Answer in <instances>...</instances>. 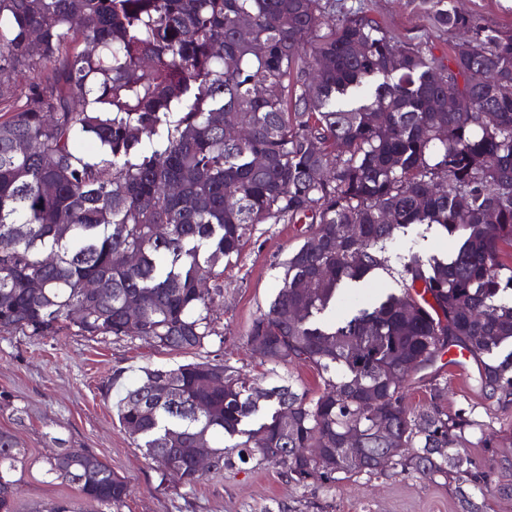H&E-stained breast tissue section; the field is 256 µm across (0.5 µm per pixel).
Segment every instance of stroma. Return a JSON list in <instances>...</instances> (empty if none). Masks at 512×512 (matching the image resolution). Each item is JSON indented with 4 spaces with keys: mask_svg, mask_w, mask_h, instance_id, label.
<instances>
[{
    "mask_svg": "<svg viewBox=\"0 0 512 512\" xmlns=\"http://www.w3.org/2000/svg\"><path fill=\"white\" fill-rule=\"evenodd\" d=\"M371 15L400 39L430 43L445 57L456 32L430 27L416 0H363ZM305 224H257L237 264L224 274V298L217 333L203 347L179 352L157 349L131 336H83L65 332L34 336L0 334V429L13 431L26 450L18 512L73 497V490L45 472L44 461L59 448L87 449L107 462L128 484L131 494L120 512H512V495L481 496L456 480L430 482L414 475L357 474L332 487L302 488L288 482L279 466L252 459L221 472H204L194 486L161 480L150 460L135 448L120 426L119 393L140 384L143 367L174 368L216 359L241 370L261 385L289 379L316 388L309 367L263 362L247 331L277 294L290 254L306 240ZM452 240L436 228L414 225L388 243V270L378 272L360 297L396 288L397 272L409 253L450 252ZM473 366H446L440 381L448 409L467 408L473 427L467 454L493 486L505 482L503 456L512 448L483 447L482 435L512 431V407L499 409L478 393Z\"/></svg>",
    "mask_w": 512,
    "mask_h": 512,
    "instance_id": "1",
    "label": "stroma"
}]
</instances>
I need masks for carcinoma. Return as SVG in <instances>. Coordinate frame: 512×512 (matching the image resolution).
Returning <instances> with one entry per match:
<instances>
[{
  "mask_svg": "<svg viewBox=\"0 0 512 512\" xmlns=\"http://www.w3.org/2000/svg\"><path fill=\"white\" fill-rule=\"evenodd\" d=\"M421 4L431 27L475 39L438 58L361 2L0 0V334L200 348L250 228L310 225L247 337H264V361L308 366L320 385L260 388L211 361L144 369L116 413L161 480L175 469L196 484L205 439L214 470L257 457L304 488L391 469L512 493L466 454L472 421L443 408L436 368L465 351L485 399L512 404V351L497 357L512 342V32L455 0ZM450 94L466 113L448 111ZM413 224L455 238L451 256L410 254L396 292L320 323L347 284L389 269L386 243ZM414 385L429 399L410 407ZM351 431L358 462L339 452ZM23 458L0 430V512H16ZM45 467L107 512L130 492L89 450L62 448Z\"/></svg>",
  "mask_w": 512,
  "mask_h": 512,
  "instance_id": "1",
  "label": "carcinoma"
}]
</instances>
